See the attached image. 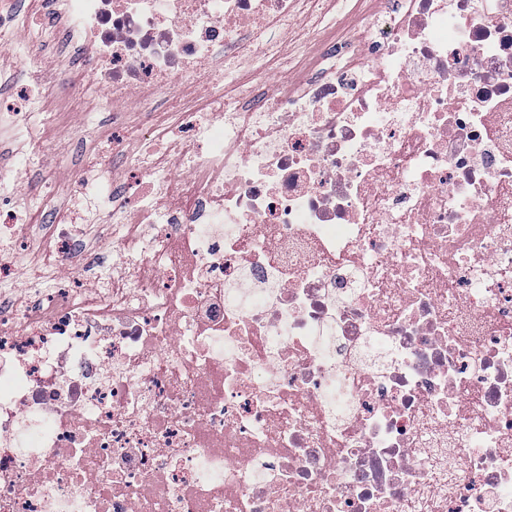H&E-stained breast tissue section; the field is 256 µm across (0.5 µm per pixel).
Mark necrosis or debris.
I'll list each match as a JSON object with an SVG mask.
<instances>
[{
	"mask_svg": "<svg viewBox=\"0 0 512 512\" xmlns=\"http://www.w3.org/2000/svg\"><path fill=\"white\" fill-rule=\"evenodd\" d=\"M334 2L0 0V512H512V0ZM86 113H60V126L45 129L44 136L53 149V163L60 174L63 171H70L75 174L74 136L84 134Z\"/></svg>",
	"mask_w": 512,
	"mask_h": 512,
	"instance_id": "1",
	"label": "necrosis or debris"
}]
</instances>
